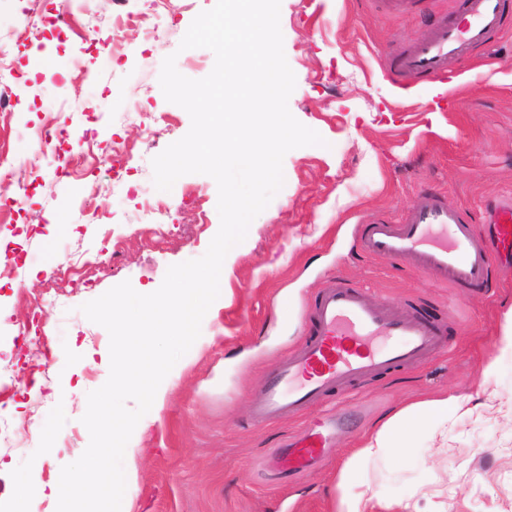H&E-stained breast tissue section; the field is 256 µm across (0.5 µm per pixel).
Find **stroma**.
<instances>
[{"instance_id": "1", "label": "stroma", "mask_w": 512, "mask_h": 512, "mask_svg": "<svg viewBox=\"0 0 512 512\" xmlns=\"http://www.w3.org/2000/svg\"><path fill=\"white\" fill-rule=\"evenodd\" d=\"M215 3L172 0L154 37L135 21L151 0H40L31 17L18 0H0V85L13 93L12 107L0 109V169L39 175L24 212L0 215V235L16 239L15 253L0 254V502L12 495L10 474L27 455L36 457L33 482L48 484L89 444L83 403L108 379L110 337L81 305L125 281L138 292L157 290L169 266L203 256L219 230L211 177L182 176L169 195L156 189L152 167L191 126L189 114L164 97L162 62L176 55L178 71L191 79L212 71V51L179 45ZM60 8L70 28L62 42L42 24ZM451 8V0H427L423 10L400 16L382 0H281L284 52L296 76L288 106L325 143L285 155L283 187L226 255L220 295L199 338L128 442L130 512H336L338 468L360 438L397 410L442 393L467 398L471 415L449 423L444 435L421 428L404 458L376 460L373 486L397 500L447 493L448 512H512V420L483 416L492 396L512 394V356L496 347L512 308V270L498 267L486 288L460 297L433 273L352 247L360 219L398 216L419 191L475 215L512 193L511 31L459 63L446 82L405 91L385 69ZM129 15L127 47L118 55L112 23ZM48 124L66 127L77 141L90 135L102 164L65 178L43 163L40 131ZM116 141L135 148L119 176L105 163ZM200 200L208 209L203 226ZM63 204L65 223L23 231L31 217ZM157 206L168 210L173 228L151 247L148 212ZM116 235L121 249L102 273L45 294L46 263L64 253L75 263L101 255ZM332 277L362 288L374 304L402 313L424 308L442 326L445 349L293 418L254 423L268 375L303 343L304 315ZM31 326L37 337L17 347L18 332ZM83 346L93 358L79 356ZM492 361L497 372L484 379ZM64 394L66 422L51 451L37 455ZM337 415L344 423L331 429L321 463L280 479L263 470L272 449Z\"/></svg>"}]
</instances>
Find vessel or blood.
<instances>
[{"label": "vessel or blood", "instance_id": "obj_1", "mask_svg": "<svg viewBox=\"0 0 512 512\" xmlns=\"http://www.w3.org/2000/svg\"><path fill=\"white\" fill-rule=\"evenodd\" d=\"M510 23L512 0H455L452 13L394 56L388 70L403 88L448 79L455 63ZM482 221L488 234L478 232L468 212L424 191L398 219L360 221L355 240L365 254L435 272L463 292L485 287L494 264L512 259V194ZM307 317V339L270 374L253 408L254 422L280 420L349 392L358 380L417 366L444 345L440 327L423 312L372 304L361 289L336 278L318 292ZM327 446V432L309 430L275 449L264 467L278 476L299 474L318 463Z\"/></svg>", "mask_w": 512, "mask_h": 512}]
</instances>
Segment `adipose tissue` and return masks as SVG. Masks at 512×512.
<instances>
[{
	"mask_svg": "<svg viewBox=\"0 0 512 512\" xmlns=\"http://www.w3.org/2000/svg\"><path fill=\"white\" fill-rule=\"evenodd\" d=\"M464 399L442 394L409 405L388 417L378 428L366 435L345 462L338 474L344 492L336 512H448L442 502L420 508L410 501H387L373 490L369 466L383 456H399L410 448L414 433L424 424L447 428L449 421L470 414Z\"/></svg>",
	"mask_w": 512,
	"mask_h": 512,
	"instance_id": "obj_1",
	"label": "adipose tissue"
}]
</instances>
